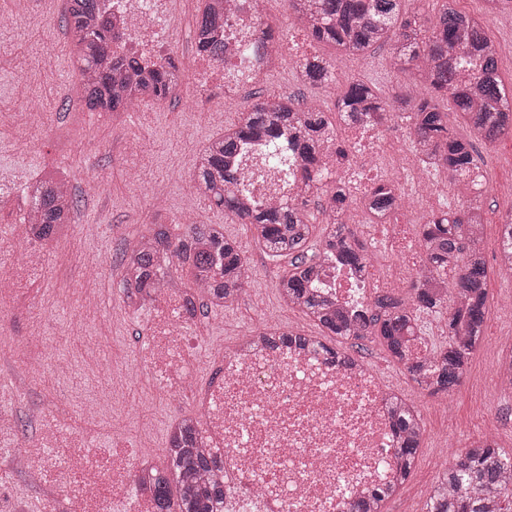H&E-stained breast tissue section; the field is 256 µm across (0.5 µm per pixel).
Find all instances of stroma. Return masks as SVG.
Here are the masks:
<instances>
[{
  "mask_svg": "<svg viewBox=\"0 0 512 512\" xmlns=\"http://www.w3.org/2000/svg\"><path fill=\"white\" fill-rule=\"evenodd\" d=\"M456 7L482 17L498 47L500 72L504 78H511L512 28L507 20L512 17V8L486 17L482 14L483 0H456ZM64 9V0H55L49 7L41 0H0V15L5 18L0 24V185L25 182L52 166L67 168L70 173L77 207L68 237L46 259L31 285L36 298L44 302L39 318L44 341L23 343L30 326L23 315L14 321L12 333L22 341L23 357L43 353L75 358L72 385L59 391L60 405L66 410L64 423L71 431L84 429L71 406V391L84 386L93 366L92 359L77 357L83 340L95 337L104 348H116L129 359H137L152 314L151 306H143L125 324L103 332L99 325L111 319V308L85 314L77 308V299L92 291L120 298L121 235L144 231L152 224L168 225L177 235L183 232L184 221L191 219L222 225L225 237L239 245L249 269V282L238 306L201 311L203 330L213 342L231 344L256 321L258 311L277 310L284 328L324 338L338 351L396 379L401 395L420 410L424 440L405 484L385 502V512H423L427 491L438 474L431 455L435 439L446 440L453 453L470 441L490 435L503 451L512 454V401L497 404L499 425L494 429L477 410L484 397V379L496 356L486 343L472 354L466 377L447 395L448 412L442 415L434 408V395L421 389L378 342L356 344L324 336L301 312L284 310L278 282L289 267L288 260L270 257L256 243L248 225L232 221L223 208L196 189L198 147L221 135L223 126L234 124L237 113H225L223 123H215L213 104L197 107L192 98L193 84L188 81L164 101L139 103L131 115L90 121L78 102V71L62 22ZM44 54L55 58V68L40 67L38 58ZM336 77L341 82L351 78L373 82L384 96L413 81L411 71L392 65L384 48L372 58L337 72ZM255 92L315 98L329 107L334 104L333 97L323 89L298 83L288 62L272 70L263 84H241L240 103L249 102ZM131 139L147 148L137 175L132 174L125 160V146ZM482 204L486 219L482 249L489 267L485 336L490 339L501 334L507 320L502 301L512 283L498 271L495 258L501 222L512 212V200L486 195ZM84 224L99 226L101 237L95 245L84 243L80 234ZM0 402L13 410L16 426L25 435L37 432L35 414L48 406L45 387L35 383L19 398L5 394ZM0 495L9 501V512H42V492L30 489L19 474L1 466Z\"/></svg>",
  "mask_w": 512,
  "mask_h": 512,
  "instance_id": "obj_1",
  "label": "stroma"
}]
</instances>
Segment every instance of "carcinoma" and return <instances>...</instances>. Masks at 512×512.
<instances>
[{"instance_id":"carcinoma-1","label":"carcinoma","mask_w":512,"mask_h":512,"mask_svg":"<svg viewBox=\"0 0 512 512\" xmlns=\"http://www.w3.org/2000/svg\"><path fill=\"white\" fill-rule=\"evenodd\" d=\"M217 0H205L197 25L198 52L217 63L224 61L227 22ZM405 0H288V11L302 20L307 36L336 47L341 60L365 59L388 47L394 65L409 66L415 85L431 89L429 97L410 90L383 97L362 80L336 84V64L320 57L301 58L296 71L303 84L336 87L334 107L347 128L384 126L398 118L406 123L426 162L448 174L453 186L467 185L470 173L482 170L483 157L475 143L492 145L512 134V90L499 71L495 43L481 21L459 11L455 0H443L426 16L404 10ZM63 23L71 46L79 47L75 60L80 104L89 112H125L136 101H163L183 83L185 71L168 59L157 62L145 55L112 57L111 21L100 0H67ZM463 118L469 135L458 136L448 127V109ZM240 120L229 135L213 139L196 159L198 189L224 208L240 224L256 230L255 238L271 257L289 258L290 269L279 277L286 304L299 309L324 332L342 340L378 341L413 380L431 394L448 393L468 371L471 354L483 338L487 315L489 270L482 249L484 210L475 200L461 208L433 211L418 235L424 247L425 275L448 280V298L427 285L411 288L409 300L383 293L369 304L345 313L315 289L319 268L341 263L356 272L370 266L371 257L356 243L348 224L351 201L343 189L325 179L332 174L323 151L325 138L336 135V125L320 105L300 106V99L258 93L239 109ZM265 140L272 153L301 163L304 189L273 203H253L242 195L254 173L231 165L247 143ZM325 197L321 205L322 236L310 243L315 225L307 211L310 197ZM29 210L22 223L39 240L60 241L72 223L76 202L66 187L39 178L26 192ZM395 188L375 184L366 193L365 211L387 221L400 207ZM132 271H123V288L139 295L160 288L173 274L189 266L192 285L186 300L205 294L213 307L235 302L248 283V268L235 242L224 237L220 224H188L180 236L165 224H152L135 236ZM501 259L512 258V217L504 219L499 244ZM447 313L448 342L427 358H415L407 337L420 331L424 313ZM272 348L308 347L327 362L353 364L314 336L282 331L267 340ZM395 437L397 470L389 484L374 486L349 504L347 512H382L385 501L408 478L423 435L418 410L400 396L388 401ZM217 457L204 451L202 435L190 420L171 427L163 464L150 474L156 512H224V482L212 476ZM512 456L488 438L459 449L437 475L425 512H512L508 482Z\"/></svg>"}]
</instances>
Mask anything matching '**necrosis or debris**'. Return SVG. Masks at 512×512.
<instances>
[{
	"label": "necrosis or debris",
	"mask_w": 512,
	"mask_h": 512,
	"mask_svg": "<svg viewBox=\"0 0 512 512\" xmlns=\"http://www.w3.org/2000/svg\"><path fill=\"white\" fill-rule=\"evenodd\" d=\"M106 2L114 20V52L151 57L171 52L169 0ZM247 2V18L235 11L228 15L223 63L194 61L206 76L196 85V96L208 97L212 83H219L228 108L236 105L237 93L225 81L227 66L248 63L258 80L269 69L263 55L248 52L261 37L263 2ZM347 139L355 162L338 169V179L398 185L428 205L429 193L417 189L419 164L403 140L384 126L350 130ZM369 247L389 255V262L372 266L361 282L347 270L322 268L318 288L342 303L371 288L397 294L411 288L424 266V250L409 225H386ZM45 259L36 242L24 257L0 260L1 336H8L20 312L36 314L38 303L24 290ZM182 303L181 289L157 290L139 359L119 374L126 391L146 382L154 397L169 405L190 396L192 418L204 423V446L222 461L224 512H345L347 502L392 479L395 443L387 412L392 390L366 364L342 368L311 351L272 350L260 337L246 336L219 349L215 374L202 383L195 358L202 326ZM12 423V410L0 409V433L11 437L6 461L23 471L29 484L48 489L49 503L64 500L67 512H154L151 491L133 489L154 465L152 455L98 447L90 435L47 419L35 438L25 439L13 435Z\"/></svg>",
	"instance_id": "4bbe7bcc"
}]
</instances>
